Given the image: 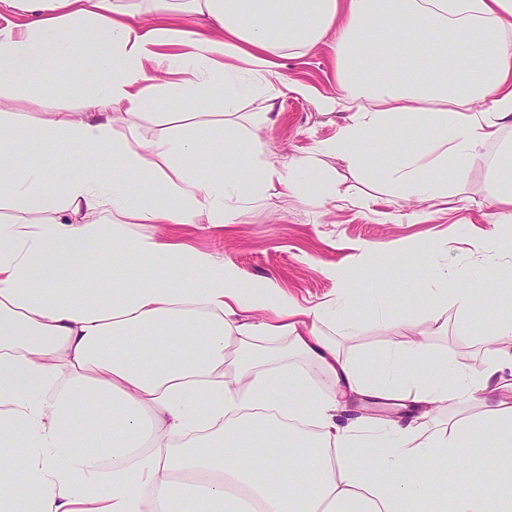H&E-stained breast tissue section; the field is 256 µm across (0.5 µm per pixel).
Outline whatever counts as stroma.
Masks as SVG:
<instances>
[{
    "label": "stroma",
    "mask_w": 512,
    "mask_h": 512,
    "mask_svg": "<svg viewBox=\"0 0 512 512\" xmlns=\"http://www.w3.org/2000/svg\"><path fill=\"white\" fill-rule=\"evenodd\" d=\"M104 47L87 42L82 57L60 62L31 91L0 96L9 112H57L77 107L67 79L90 83L93 65ZM282 84L250 85L234 107L228 149L242 152V181L269 165L295 168L296 191L282 195L259 191L244 203L231 222L211 224H135L133 236L171 237L238 268L249 279L270 280L273 287L308 308L340 301L346 281L330 276V268L376 281L393 301L386 322L369 317L349 335L334 319L323 331L350 352L378 351L388 341L410 336L428 339L433 353L454 360L462 369L480 368L484 325L512 314V274L507 259L490 260L483 248L492 235H512V223L500 224L490 201L495 174L485 162L465 176L449 175L452 205L425 201L402 189L349 168L322 152L335 140L347 114L345 106L322 111L318 96L335 95L336 73L328 49L279 60ZM310 87L298 93L297 85ZM451 282L476 288L471 322L474 335L457 330L463 317L447 305L429 311V293Z\"/></svg>",
    "instance_id": "obj_1"
}]
</instances>
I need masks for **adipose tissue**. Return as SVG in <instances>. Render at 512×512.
Returning <instances> with one entry per match:
<instances>
[{
	"mask_svg": "<svg viewBox=\"0 0 512 512\" xmlns=\"http://www.w3.org/2000/svg\"><path fill=\"white\" fill-rule=\"evenodd\" d=\"M151 6L155 21L142 20ZM17 22L0 29V91H26L55 64L84 53L83 31L107 50L91 85H75L76 112L35 119L32 136L78 149L54 191L17 148L19 112L0 111V512H512V315L484 331L483 366L414 363L429 344L391 342L344 353L321 325L326 309L304 308L233 267L163 237H134L131 224H221L225 199L254 187L294 190L289 169L236 174L240 155L208 125L184 128L170 101H193L215 85L232 108L240 75L280 81L279 58L331 50L341 97L367 99L325 152L367 171L348 144L402 137L385 180L421 198L447 187L512 124V0H0ZM204 29L184 32L188 17ZM186 47L188 65L173 49ZM157 62L171 81L155 84ZM118 101L137 116L166 110L169 133L146 141L118 133ZM489 101L488 109L474 103ZM110 152L111 177L94 164ZM217 156L223 179L203 170ZM112 223H99L103 214ZM130 256L148 274L112 272ZM284 339L303 369L284 370L259 340ZM333 380L323 390L312 372ZM393 402L422 424L396 420L366 432L336 420L341 399ZM454 412L427 428L439 404ZM317 423L318 433L308 424ZM212 434L171 452L189 426ZM490 461L481 491L436 493L442 472L463 466L474 432ZM254 447L255 460L237 458Z\"/></svg>",
	"mask_w": 512,
	"mask_h": 512,
	"instance_id": "adipose-tissue-1",
	"label": "adipose tissue"
}]
</instances>
